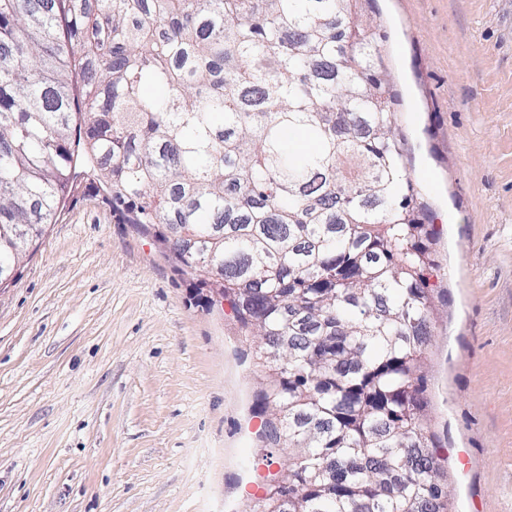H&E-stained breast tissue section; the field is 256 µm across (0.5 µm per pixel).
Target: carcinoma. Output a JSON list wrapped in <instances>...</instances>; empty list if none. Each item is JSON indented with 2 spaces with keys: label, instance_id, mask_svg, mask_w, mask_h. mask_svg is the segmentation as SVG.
<instances>
[{
  "label": "carcinoma",
  "instance_id": "carcinoma-1",
  "mask_svg": "<svg viewBox=\"0 0 512 512\" xmlns=\"http://www.w3.org/2000/svg\"><path fill=\"white\" fill-rule=\"evenodd\" d=\"M347 0H0V270L82 176L224 293L288 450L256 512H456L424 366L438 267L399 95ZM302 130L315 148L288 149Z\"/></svg>",
  "mask_w": 512,
  "mask_h": 512
}]
</instances>
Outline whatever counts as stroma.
I'll list each match as a JSON object with an SVG mask.
<instances>
[{
    "label": "stroma",
    "mask_w": 512,
    "mask_h": 512,
    "mask_svg": "<svg viewBox=\"0 0 512 512\" xmlns=\"http://www.w3.org/2000/svg\"><path fill=\"white\" fill-rule=\"evenodd\" d=\"M439 268L426 381L458 512H512V0H370ZM434 172L438 188L424 180ZM203 273L84 181L0 286V512H251L257 379Z\"/></svg>",
    "instance_id": "stroma-1"
}]
</instances>
